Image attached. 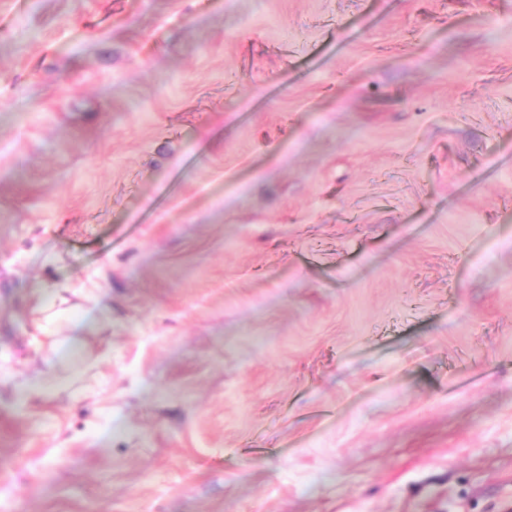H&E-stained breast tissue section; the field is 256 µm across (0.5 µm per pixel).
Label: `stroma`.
I'll use <instances>...</instances> for the list:
<instances>
[{
    "instance_id": "1",
    "label": "stroma",
    "mask_w": 512,
    "mask_h": 512,
    "mask_svg": "<svg viewBox=\"0 0 512 512\" xmlns=\"http://www.w3.org/2000/svg\"><path fill=\"white\" fill-rule=\"evenodd\" d=\"M0 512H512V0H0Z\"/></svg>"
}]
</instances>
